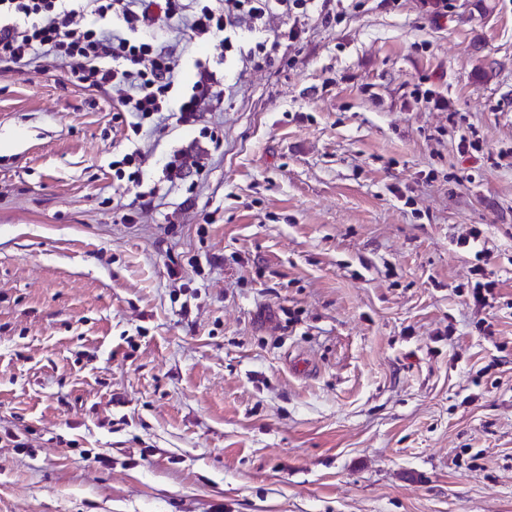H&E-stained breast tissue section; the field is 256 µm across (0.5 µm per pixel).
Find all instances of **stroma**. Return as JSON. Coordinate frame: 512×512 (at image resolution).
I'll list each match as a JSON object with an SVG mask.
<instances>
[{"label": "stroma", "mask_w": 512, "mask_h": 512, "mask_svg": "<svg viewBox=\"0 0 512 512\" xmlns=\"http://www.w3.org/2000/svg\"><path fill=\"white\" fill-rule=\"evenodd\" d=\"M234 33L192 126L0 63V512H512V0ZM145 163L146 156L136 147L125 153L121 159L113 160L112 168L117 180H125L127 184L139 186L143 181ZM195 161L193 155L188 151L178 152L167 162L163 172L166 181L174 183L183 179V173L186 169L193 166Z\"/></svg>", "instance_id": "stroma-1"}]
</instances>
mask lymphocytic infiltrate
Masks as SVG:
<instances>
[{
	"label": "lymphocytic infiltrate",
	"mask_w": 512,
	"mask_h": 512,
	"mask_svg": "<svg viewBox=\"0 0 512 512\" xmlns=\"http://www.w3.org/2000/svg\"><path fill=\"white\" fill-rule=\"evenodd\" d=\"M311 0H0V62L20 63L46 53L61 59L88 86L109 88L119 111L130 114L132 130L162 112L177 123H196L222 90L203 70L187 89H178L181 53L151 30L162 21H184L193 38H219L224 51L233 42L227 31L235 20L265 26L274 7L308 10ZM94 22H85L86 14ZM122 23L107 30L110 19Z\"/></svg>",
	"instance_id": "obj_1"
}]
</instances>
